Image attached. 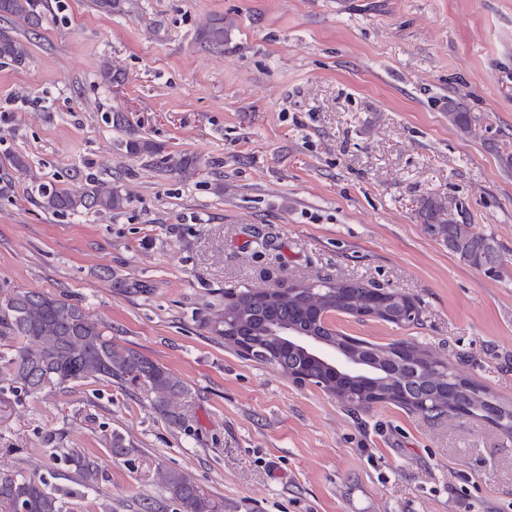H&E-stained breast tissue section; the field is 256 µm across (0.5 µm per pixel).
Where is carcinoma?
Returning <instances> with one entry per match:
<instances>
[{"label": "carcinoma", "mask_w": 512, "mask_h": 512, "mask_svg": "<svg viewBox=\"0 0 512 512\" xmlns=\"http://www.w3.org/2000/svg\"><path fill=\"white\" fill-rule=\"evenodd\" d=\"M48 0H0V21L23 22L35 28L42 20ZM27 55L26 45L7 27H0V64L20 63ZM476 118L464 106L448 101V123L463 133L472 132ZM127 148L133 154L152 157L159 148L152 142L132 139ZM170 174L186 176L194 169L193 161L178 153L160 159ZM25 168L24 161L14 156L0 165V196L10 193L12 171ZM38 205L55 214H73L79 210L112 213L123 209L127 198L117 186L94 184L74 195L64 188L39 189ZM419 214L427 232L442 241L471 266L494 269L498 248L491 237L473 232L464 220L445 212L442 204L427 198L421 201ZM380 295L360 281L321 280L301 284L292 295H258L252 289L236 294L240 316L237 333L255 347L254 359L289 375L299 368L308 376L319 378L328 366L301 350L286 349L283 337L273 335L281 328L295 336L319 340L330 351L358 354L372 370L367 381L388 391L405 390L429 405L418 412L431 418L454 415L460 407L472 416L499 411L512 416V407L485 392L469 388L470 381L460 377L455 368L435 376L430 365L438 362L422 345L400 341L387 345L363 342L355 348L345 344L335 332L318 319L324 308H354ZM0 370L8 376L15 392L36 394L47 386H64L78 381L130 383L150 398L151 408L173 424L181 422L174 401L188 393V388L163 365L112 340L108 327L92 318L86 309L68 299L14 289L0 296ZM68 462L81 477L82 484L94 487L101 474L97 461L80 452ZM170 501L177 512H214L199 487L184 473L169 469L161 474ZM0 506L7 512H65L64 501L41 480L21 473L0 472Z\"/></svg>", "instance_id": "carcinoma-1"}]
</instances>
